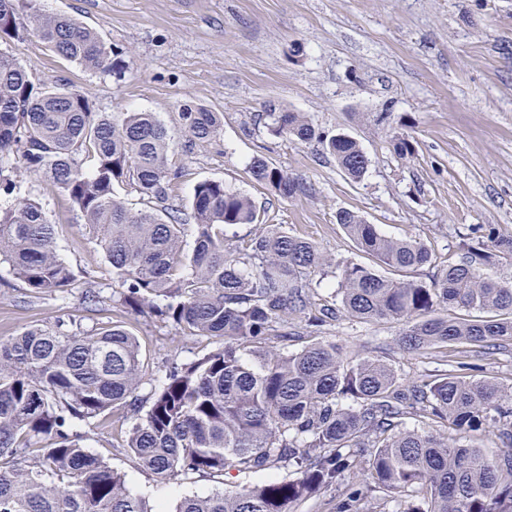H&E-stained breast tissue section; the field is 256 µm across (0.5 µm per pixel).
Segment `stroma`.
<instances>
[{
	"label": "stroma",
	"mask_w": 512,
	"mask_h": 512,
	"mask_svg": "<svg viewBox=\"0 0 512 512\" xmlns=\"http://www.w3.org/2000/svg\"><path fill=\"white\" fill-rule=\"evenodd\" d=\"M49 13L71 15L121 53L122 74L90 72L68 62L22 20L16 39L0 41L35 78L79 90L98 112H151L178 125L181 104L223 113L210 143L174 136L170 163L179 168L170 202L185 207L204 179L251 197L263 221L307 238L338 262L368 263L336 222L355 212L389 237L431 245L434 264L415 269L427 281L459 262L462 246L495 229L512 234V0H40ZM307 113L329 134L362 145L369 166L352 181L321 144H297L273 133L267 113ZM408 135L413 158L396 156L391 132ZM261 157L304 179L307 196L287 199L255 183L248 168ZM11 168L17 196L42 204L58 227L57 249L72 286L30 295L0 263V336L30 325L80 321L120 324L139 336L143 392L174 362L216 350L215 337L189 336L149 314L128 313L103 252L70 199L41 178ZM98 309H83L87 289ZM349 355H374L406 378L432 360L401 350L398 328L385 321L339 317L325 330ZM83 446L125 474L133 493L157 512L183 497L222 487L260 484L270 471L199 475L160 481L123 448L120 429L78 423Z\"/></svg>",
	"instance_id": "35a3bbf8"
}]
</instances>
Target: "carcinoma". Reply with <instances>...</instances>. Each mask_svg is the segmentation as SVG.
Here are the masks:
<instances>
[{
  "label": "carcinoma",
  "mask_w": 512,
  "mask_h": 512,
  "mask_svg": "<svg viewBox=\"0 0 512 512\" xmlns=\"http://www.w3.org/2000/svg\"><path fill=\"white\" fill-rule=\"evenodd\" d=\"M36 2L0 0V39L17 36L27 12L33 34L64 60L121 74L96 30L67 14H43ZM267 116L275 133L321 143L351 180L365 175L368 158L355 139L320 132L301 112ZM223 120L202 104L179 109L191 141L216 138ZM390 143L401 158L414 154L403 134ZM171 145V130L154 113L96 112L79 91L37 81L0 52V159L14 157L70 198L122 288L121 306L147 309L190 336L222 339L200 359L173 363L142 414L141 343L125 328L85 330L73 321L0 337V512H154L73 431L77 421L108 424L120 405L130 411L115 416L127 424L125 447L160 479L286 472L186 496L175 512H289L321 491L336 492L335 512H360L370 491L394 504L390 512H512V385L472 374L491 350L512 346V277L482 272L494 258L512 257V235L492 231L473 241L463 261L428 282L337 266L314 242L275 224L261 225L243 247L226 230L257 224L259 214L224 182H198L185 212L166 205L177 177ZM249 174L283 198L310 193L262 158ZM124 182L135 185L144 208L133 212L115 194ZM14 191L0 166V195L11 198L0 206V261L30 294L61 292L74 275L58 257L56 225ZM336 223L379 266L410 273L433 261L423 241L387 237L354 212H337ZM332 266L337 304L314 292L313 276ZM450 308L485 317L450 318ZM340 312L393 322L403 351L436 353L440 368L406 380L372 356L345 361L324 335ZM297 317L308 343L296 352L270 349L291 335ZM406 418L422 427H404ZM491 426L503 444L495 457L466 443ZM357 469L362 480H348Z\"/></svg>",
  "instance_id": "obj_1"
}]
</instances>
